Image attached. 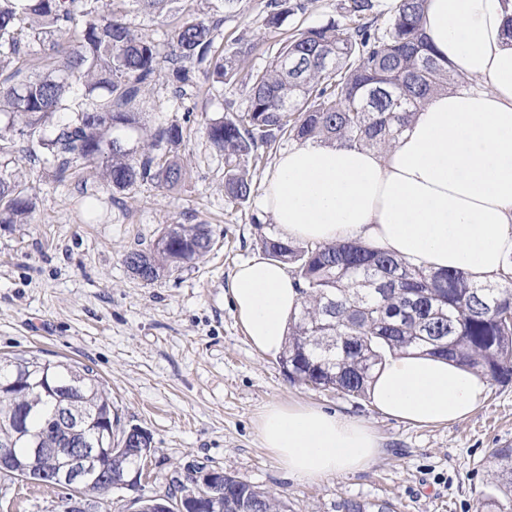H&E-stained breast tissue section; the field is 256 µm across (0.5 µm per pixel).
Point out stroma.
Instances as JSON below:
<instances>
[{
  "label": "stroma",
  "mask_w": 512,
  "mask_h": 512,
  "mask_svg": "<svg viewBox=\"0 0 512 512\" xmlns=\"http://www.w3.org/2000/svg\"><path fill=\"white\" fill-rule=\"evenodd\" d=\"M345 0H307L280 28L265 24L267 0H238L224 13L217 49L237 42L251 51L241 71L268 64L299 28L342 21ZM187 101L158 85L140 103L149 125L182 124V184L144 182L118 195L98 178L58 184L42 164L9 169L31 187L27 224H0V355L36 356L91 368L112 398V439L136 427L153 452L136 490H115L110 512L135 497L167 495L174 477L221 470L288 499L291 512H337L346 498L386 501L395 512H487L497 481L494 453L512 448V380L492 381L469 417L418 426L376 410L368 399L291 383L278 358L248 346L225 295L236 266L260 252L277 227L262 209L267 177L279 155L264 151L250 171L255 187L243 204L224 195V158L207 141L206 119L244 111L245 80L212 90L191 70ZM96 201L97 212L86 206ZM209 224L212 249L154 284L137 278L126 252L151 247L167 224ZM299 401L365 420L382 451L367 469L328 482L284 478L256 431L262 408ZM66 489L0 477V512H56Z\"/></svg>",
  "instance_id": "stroma-1"
}]
</instances>
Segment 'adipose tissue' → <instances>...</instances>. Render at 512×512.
<instances>
[{
	"mask_svg": "<svg viewBox=\"0 0 512 512\" xmlns=\"http://www.w3.org/2000/svg\"><path fill=\"white\" fill-rule=\"evenodd\" d=\"M423 32L474 88L436 94L385 152L321 143L283 151L262 204L282 239L358 240L493 282L512 258V0H428ZM228 293L248 344L279 355L303 302L288 266L250 258ZM486 390L475 372L411 353L388 357L367 395L392 417L439 425L465 418ZM257 433L303 484L364 470L381 452L364 421L302 402L266 405Z\"/></svg>",
	"mask_w": 512,
	"mask_h": 512,
	"instance_id": "1",
	"label": "adipose tissue"
}]
</instances>
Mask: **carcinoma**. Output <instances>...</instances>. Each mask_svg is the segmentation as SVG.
Masks as SVG:
<instances>
[{"mask_svg": "<svg viewBox=\"0 0 512 512\" xmlns=\"http://www.w3.org/2000/svg\"><path fill=\"white\" fill-rule=\"evenodd\" d=\"M176 0H0V224H27L35 210L28 188L1 169L17 146L43 162L60 184L89 172L107 189L126 192L141 182L172 190L185 177L178 123L146 124L139 103L162 81L187 96L186 64L203 67L204 81L224 85L238 75L248 45L209 64L219 21L181 0V21L165 45L134 33L126 17L135 7L160 14ZM427 0H397L382 26L372 0H346V22L309 27L278 49L269 65L246 75L243 112L206 123L212 148L224 156V195L248 200V167L258 150L283 139L384 150L439 91L465 86L439 61L421 27ZM305 10L302 2L267 0L266 25L278 29ZM205 223L167 224L152 247L126 254L136 274L142 261L151 284L209 252ZM270 258L287 263L305 300L288 327L280 364L288 378L314 389L364 397L373 372L389 355L418 351L439 356L495 381L512 378V261L497 283H477L462 271H429L405 259L346 241L317 245L260 239ZM10 445L14 467L4 473L52 485L73 448H110L106 471L134 472L133 444L112 443V401L87 367L37 357L0 358V445ZM50 448L43 463L29 449ZM506 502L488 499V512H512V448L496 450ZM175 492L144 500L147 512L192 492L193 479ZM108 494L93 469L71 496L91 504ZM212 508L223 512H288L279 499L248 481L224 474V492ZM341 512H393L392 504L345 499Z\"/></svg>", "mask_w": 512, "mask_h": 512, "instance_id": "obj_1", "label": "carcinoma"}]
</instances>
